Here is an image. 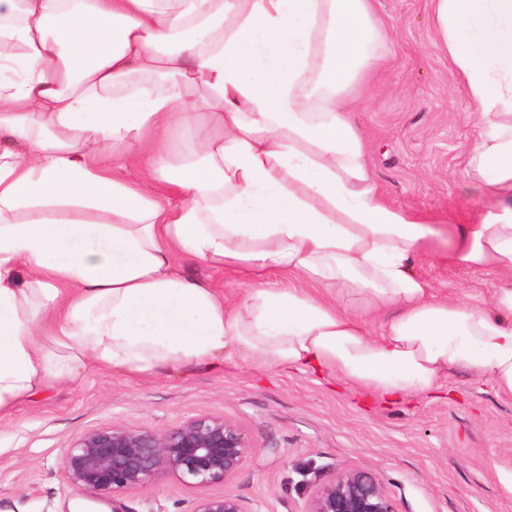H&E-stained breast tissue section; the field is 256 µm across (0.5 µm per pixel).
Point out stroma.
I'll return each mask as SVG.
<instances>
[{
	"instance_id": "obj_1",
	"label": "stroma",
	"mask_w": 512,
	"mask_h": 512,
	"mask_svg": "<svg viewBox=\"0 0 512 512\" xmlns=\"http://www.w3.org/2000/svg\"><path fill=\"white\" fill-rule=\"evenodd\" d=\"M374 7L387 29L386 61L365 74L351 105L369 166L390 203L442 233L415 256V272L435 294L486 303L497 275L442 257L446 235L482 204L463 182L470 101L437 47L431 0ZM178 266L229 300L248 285L241 272L197 259ZM197 415L224 418L244 434L249 458L232 480L202 490L167 476L93 502L63 476L65 448L90 430L162 434ZM349 471L379 480L396 512H512V396L490 378L455 370L436 393L386 404L337 377L257 366L237 353L217 368L160 376L92 367L0 421V512H193L206 492L237 497L245 512H303L317 484Z\"/></svg>"
}]
</instances>
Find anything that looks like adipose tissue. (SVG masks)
<instances>
[{"label":"adipose tissue","mask_w":512,"mask_h":512,"mask_svg":"<svg viewBox=\"0 0 512 512\" xmlns=\"http://www.w3.org/2000/svg\"><path fill=\"white\" fill-rule=\"evenodd\" d=\"M434 2L484 195L447 258L497 273L483 306L416 274L436 231L386 200L339 105L385 38L372 0H0V420L91 366L232 350L390 400L452 369L512 395V0ZM187 81L223 112L189 107ZM185 256L252 283L225 302Z\"/></svg>","instance_id":"adipose-tissue-1"}]
</instances>
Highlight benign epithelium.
<instances>
[{
	"label": "benign epithelium",
	"instance_id": "obj_1",
	"mask_svg": "<svg viewBox=\"0 0 512 512\" xmlns=\"http://www.w3.org/2000/svg\"><path fill=\"white\" fill-rule=\"evenodd\" d=\"M249 453L243 433L221 417H191L163 434L112 425L91 430L65 449L61 468L66 481L102 499L136 491L174 475L193 487L227 482ZM193 512H245L229 494L204 495ZM304 512H395L378 480L358 471L341 474L316 487Z\"/></svg>",
	"mask_w": 512,
	"mask_h": 512
}]
</instances>
